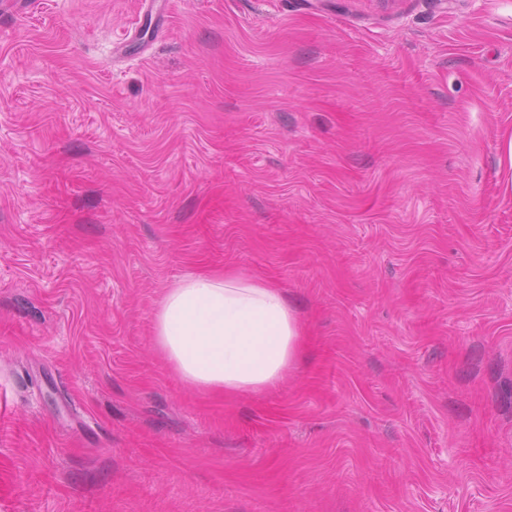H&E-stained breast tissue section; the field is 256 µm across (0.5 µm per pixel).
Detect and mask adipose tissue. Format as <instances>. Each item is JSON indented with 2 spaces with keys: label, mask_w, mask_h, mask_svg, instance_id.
Wrapping results in <instances>:
<instances>
[{
  "label": "adipose tissue",
  "mask_w": 512,
  "mask_h": 512,
  "mask_svg": "<svg viewBox=\"0 0 512 512\" xmlns=\"http://www.w3.org/2000/svg\"><path fill=\"white\" fill-rule=\"evenodd\" d=\"M154 336L179 379L204 391L276 389L302 356L301 326L284 293L231 271L193 274L167 289Z\"/></svg>",
  "instance_id": "1"
}]
</instances>
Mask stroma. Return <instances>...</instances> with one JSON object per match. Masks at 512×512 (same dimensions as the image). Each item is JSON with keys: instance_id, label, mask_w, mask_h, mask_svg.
Wrapping results in <instances>:
<instances>
[{"instance_id": "1", "label": "stroma", "mask_w": 512, "mask_h": 512, "mask_svg": "<svg viewBox=\"0 0 512 512\" xmlns=\"http://www.w3.org/2000/svg\"><path fill=\"white\" fill-rule=\"evenodd\" d=\"M0 27V512H512V0ZM224 269L297 310L275 390L155 344Z\"/></svg>"}]
</instances>
